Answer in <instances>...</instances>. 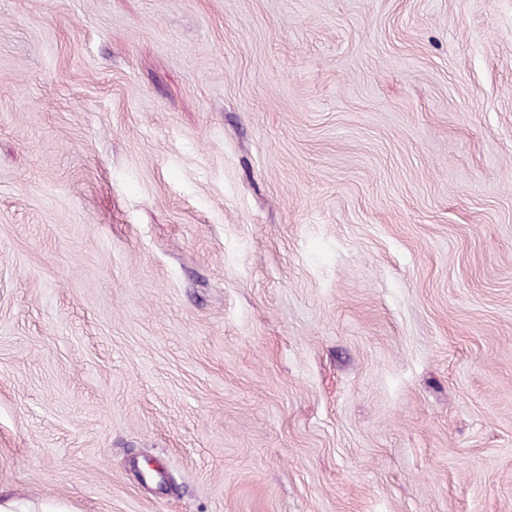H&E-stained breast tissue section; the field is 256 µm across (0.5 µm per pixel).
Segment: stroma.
Wrapping results in <instances>:
<instances>
[{"mask_svg":"<svg viewBox=\"0 0 512 512\" xmlns=\"http://www.w3.org/2000/svg\"><path fill=\"white\" fill-rule=\"evenodd\" d=\"M512 512V0H0V504Z\"/></svg>","mask_w":512,"mask_h":512,"instance_id":"obj_1","label":"stroma"}]
</instances>
